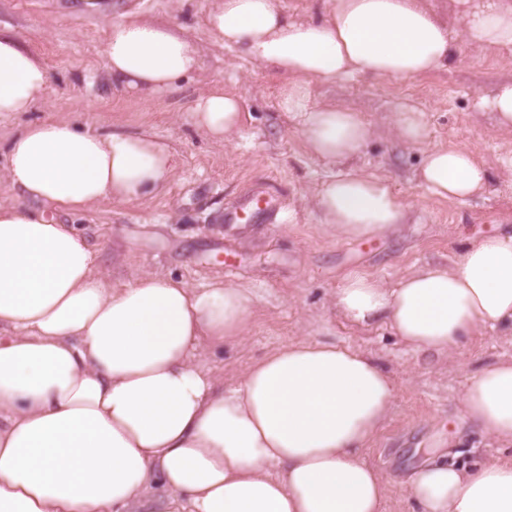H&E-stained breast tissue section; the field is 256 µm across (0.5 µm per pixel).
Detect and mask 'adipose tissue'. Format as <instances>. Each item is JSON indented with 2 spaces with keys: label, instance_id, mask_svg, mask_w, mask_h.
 Here are the masks:
<instances>
[{
  "label": "adipose tissue",
  "instance_id": "1",
  "mask_svg": "<svg viewBox=\"0 0 512 512\" xmlns=\"http://www.w3.org/2000/svg\"><path fill=\"white\" fill-rule=\"evenodd\" d=\"M452 3L459 32L420 0H332L318 21L288 17L277 0H217L204 26L283 76L281 110L308 152L336 165L372 131L349 108L313 103L312 81L426 75L460 40L512 50V0ZM104 59L115 83L141 94L175 91L200 66L192 41L136 12L110 26ZM49 83L46 67L0 30V113L44 103ZM190 113L212 138L243 125L237 95L220 82ZM5 170L18 200L0 204V512H136L156 487L169 512H382L388 482L361 457L394 395L377 362L300 340L224 385L195 358L244 335V289L154 273L111 282L80 231L37 211L161 193L175 172L167 143L45 120L11 138ZM419 178L432 197L461 203L488 173L464 147L436 145ZM312 204L352 239L394 232L405 218L388 181L361 170L328 177ZM336 307L362 324L386 322L417 351L446 354L512 328V233L471 239L451 266L417 269L393 288L352 271ZM461 407L464 422L512 444V361L472 372ZM408 495L419 512H512V461L430 459Z\"/></svg>",
  "mask_w": 512,
  "mask_h": 512
}]
</instances>
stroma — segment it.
Here are the masks:
<instances>
[{"label": "stroma", "mask_w": 512, "mask_h": 512, "mask_svg": "<svg viewBox=\"0 0 512 512\" xmlns=\"http://www.w3.org/2000/svg\"><path fill=\"white\" fill-rule=\"evenodd\" d=\"M213 0H0V28L15 33L48 68L46 106L0 115V144L48 118L109 134H145L165 141L177 161L166 191L130 204H98L74 215L55 205L47 216L75 225L116 276L170 274L199 286L219 277L248 289L252 315L245 336L202 355L205 367L235 381L245 368L289 341L312 337L360 349L390 375L395 395L381 428L362 451L389 482L383 512H415L407 483L415 468L436 458L459 462L512 459V444L461 424L459 401L478 366L512 359V330L488 329L463 340L452 355L416 352L385 324L350 322L334 304L344 275L363 270L395 286L409 270L448 264L463 237L512 230V134L498 131L478 97L512 81V51L485 55L458 42L448 68L419 78L355 77L318 82L316 101L341 102L360 113L374 135L357 165L388 178L407 222L390 236L345 239L320 222L308 201L338 168L309 156L297 121L278 106L280 76L236 50L214 44L204 27ZM136 11L174 26L193 40L200 71L172 93L142 95L112 83L105 70L107 27ZM216 81L239 97L241 132L215 141L190 119L193 99ZM421 112L427 143L454 144L489 164L488 186L467 202L432 198L417 178L423 147L398 139L397 112ZM277 200L267 222L217 231V213L236 206L251 188ZM232 270H225V262Z\"/></svg>", "instance_id": "1"}]
</instances>
